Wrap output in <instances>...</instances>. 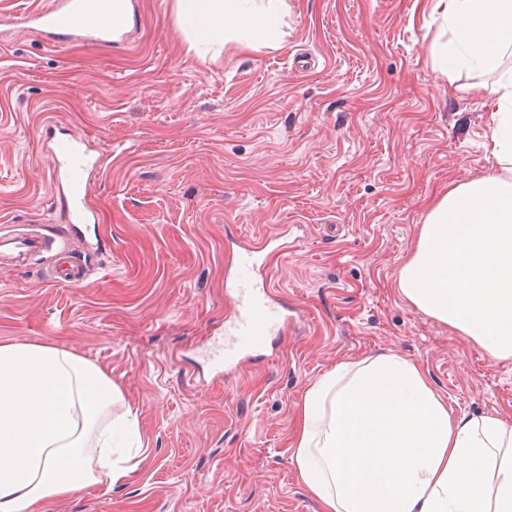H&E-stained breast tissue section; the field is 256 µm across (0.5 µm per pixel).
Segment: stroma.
Instances as JSON below:
<instances>
[{
	"label": "stroma",
	"instance_id": "stroma-1",
	"mask_svg": "<svg viewBox=\"0 0 512 512\" xmlns=\"http://www.w3.org/2000/svg\"><path fill=\"white\" fill-rule=\"evenodd\" d=\"M124 42L60 44L0 24V226L64 234L47 125L107 156L79 288L47 263L0 270V343L48 344L106 371L137 415L117 484L40 512H320L288 440L308 388L337 363L394 353L458 415L512 420L496 359L399 294L430 202L496 170L491 105L433 63L430 0H288L285 43L189 50L173 0H132ZM288 227L274 287L305 310L265 357L218 376L226 239Z\"/></svg>",
	"mask_w": 512,
	"mask_h": 512
}]
</instances>
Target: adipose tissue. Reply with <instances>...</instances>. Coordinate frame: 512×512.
<instances>
[{
	"label": "adipose tissue",
	"mask_w": 512,
	"mask_h": 512,
	"mask_svg": "<svg viewBox=\"0 0 512 512\" xmlns=\"http://www.w3.org/2000/svg\"><path fill=\"white\" fill-rule=\"evenodd\" d=\"M447 41L438 70L494 105L489 134L498 169L449 185L430 206L397 280L429 317L492 357H512V0H436ZM190 49L230 42L281 44L287 0H175ZM492 81H484V74ZM121 392L99 366L53 345L0 344V512L131 471L118 453L125 419L98 428ZM100 449L85 463L89 442ZM321 512H512V423L452 413L428 376L394 354L339 362L306 392L288 441Z\"/></svg>",
	"instance_id": "obj_1"
}]
</instances>
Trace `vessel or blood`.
<instances>
[{
  "label": "vessel or blood",
  "instance_id": "vessel-or-blood-1",
  "mask_svg": "<svg viewBox=\"0 0 512 512\" xmlns=\"http://www.w3.org/2000/svg\"><path fill=\"white\" fill-rule=\"evenodd\" d=\"M9 20L57 42L89 39L109 46L126 38L125 31L111 22L89 23L78 0H54L46 10H18L10 14ZM44 148L51 159V178L64 203L67 223H90L88 188L92 177L104 168L105 157L92 154L78 136L59 138L50 131L45 134ZM52 246L51 240L34 231L1 233L0 264L18 265ZM287 249L284 243L273 250L264 241L251 243L227 261L224 288L230 309L224 322V340L209 352L214 364L227 370L238 368L260 352L270 337L287 334L298 326L300 315L293 313L268 279L272 252L282 253ZM85 279L83 266L70 261L65 252H58L51 274L52 283L78 287Z\"/></svg>",
  "mask_w": 512,
  "mask_h": 512
}]
</instances>
